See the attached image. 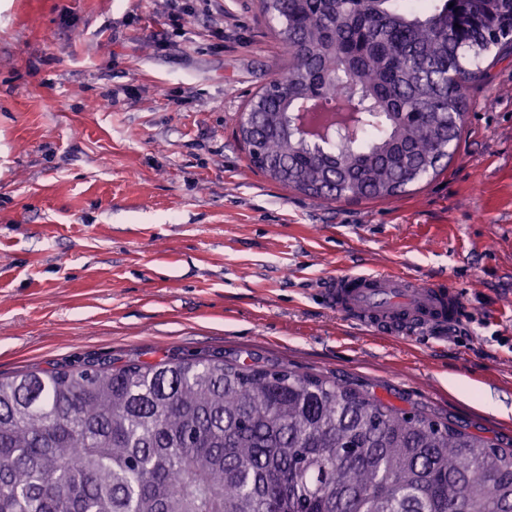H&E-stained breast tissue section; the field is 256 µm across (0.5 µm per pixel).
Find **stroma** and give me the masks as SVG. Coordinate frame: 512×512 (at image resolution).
I'll use <instances>...</instances> for the list:
<instances>
[{
    "label": "stroma",
    "instance_id": "obj_1",
    "mask_svg": "<svg viewBox=\"0 0 512 512\" xmlns=\"http://www.w3.org/2000/svg\"><path fill=\"white\" fill-rule=\"evenodd\" d=\"M286 66L257 0H0V377L241 355L512 448V56L386 201L249 168L238 119ZM358 266L452 281L467 317L351 323L321 294Z\"/></svg>",
    "mask_w": 512,
    "mask_h": 512
}]
</instances>
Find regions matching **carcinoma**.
I'll use <instances>...</instances> for the list:
<instances>
[{
    "label": "carcinoma",
    "mask_w": 512,
    "mask_h": 512,
    "mask_svg": "<svg viewBox=\"0 0 512 512\" xmlns=\"http://www.w3.org/2000/svg\"><path fill=\"white\" fill-rule=\"evenodd\" d=\"M286 86L251 101L252 167L323 200H387L452 156L473 57L512 0H260ZM352 121L303 137V105ZM0 512H512V450L286 367L162 359L0 378Z\"/></svg>",
    "instance_id": "1"
}]
</instances>
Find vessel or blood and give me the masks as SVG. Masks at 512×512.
<instances>
[{
    "label": "vessel or blood",
    "instance_id": "obj_1",
    "mask_svg": "<svg viewBox=\"0 0 512 512\" xmlns=\"http://www.w3.org/2000/svg\"><path fill=\"white\" fill-rule=\"evenodd\" d=\"M323 298L337 314L375 332L442 330L465 317L453 285L393 272L350 271L330 278Z\"/></svg>",
    "mask_w": 512,
    "mask_h": 512
}]
</instances>
